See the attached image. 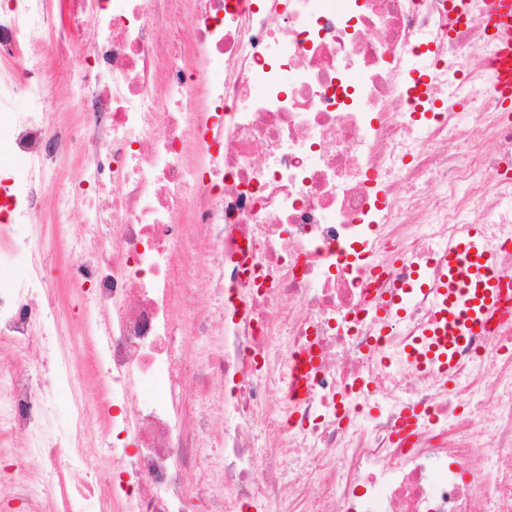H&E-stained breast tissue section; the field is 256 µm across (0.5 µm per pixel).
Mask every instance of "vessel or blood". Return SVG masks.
<instances>
[{
    "label": "vessel or blood",
    "instance_id": "b4317fda",
    "mask_svg": "<svg viewBox=\"0 0 512 512\" xmlns=\"http://www.w3.org/2000/svg\"><path fill=\"white\" fill-rule=\"evenodd\" d=\"M488 26L502 40L512 39V0H492ZM497 85L504 103L512 106L510 52H503L499 61ZM440 268L444 299L437 326L428 344L415 341L410 349L419 362L437 366L449 378L454 374L455 350L497 310L507 275L487 246L480 224L472 225L463 239L449 247Z\"/></svg>",
    "mask_w": 512,
    "mask_h": 512
}]
</instances>
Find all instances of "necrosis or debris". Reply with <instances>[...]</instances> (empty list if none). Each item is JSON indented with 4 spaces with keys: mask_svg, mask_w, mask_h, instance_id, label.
Returning a JSON list of instances; mask_svg holds the SVG:
<instances>
[{
    "mask_svg": "<svg viewBox=\"0 0 512 512\" xmlns=\"http://www.w3.org/2000/svg\"><path fill=\"white\" fill-rule=\"evenodd\" d=\"M486 8L72 0L56 27L48 0H13L0 58L31 67L0 78V111L27 172L0 179V242L28 273L0 289V442L26 440L45 469L0 476L9 497L30 512L46 498L186 512L191 497L202 512H512V282L453 384L407 353L469 225L512 273V113ZM185 15L191 44L159 38ZM78 46L85 77L47 101ZM20 95L33 111H15ZM56 243L104 399L76 385L68 352L33 367L69 326L44 272ZM200 259L209 275L191 280L182 265ZM190 336L208 340L200 398L184 391ZM60 383L72 437L96 416L112 438L105 486L73 481L43 434Z\"/></svg>",
    "mask_w": 512,
    "mask_h": 512,
    "instance_id": "4bbe7bcc",
    "label": "necrosis or debris"
}]
</instances>
